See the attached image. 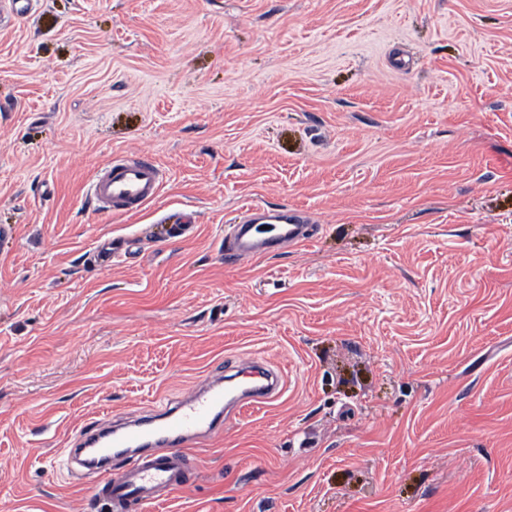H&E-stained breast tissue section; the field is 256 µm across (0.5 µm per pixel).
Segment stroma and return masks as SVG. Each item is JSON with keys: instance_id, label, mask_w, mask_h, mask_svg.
<instances>
[{"instance_id": "stroma-1", "label": "stroma", "mask_w": 512, "mask_h": 512, "mask_svg": "<svg viewBox=\"0 0 512 512\" xmlns=\"http://www.w3.org/2000/svg\"><path fill=\"white\" fill-rule=\"evenodd\" d=\"M129 151L160 194L98 214ZM282 205L313 238L225 264ZM1 225L0 512H112L63 464L80 430L253 354L281 397L143 512H512V0H31Z\"/></svg>"}]
</instances>
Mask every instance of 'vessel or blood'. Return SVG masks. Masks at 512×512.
I'll return each mask as SVG.
<instances>
[{
    "label": "vessel or blood",
    "instance_id": "obj_1",
    "mask_svg": "<svg viewBox=\"0 0 512 512\" xmlns=\"http://www.w3.org/2000/svg\"><path fill=\"white\" fill-rule=\"evenodd\" d=\"M161 188L157 166L146 154L115 156L96 174L90 194L100 213H131L153 201ZM307 216L292 207L263 211L247 208L243 219L224 237V260L236 263L275 251L286 244L308 241ZM249 377L241 392L228 390L222 379L210 377L193 387L177 406L161 403L150 423L136 420L97 433L83 430L73 454L92 470L95 498L110 502L113 512H129L132 505H150L184 488L188 482L185 447L197 438L216 434V420L240 398L265 403L278 395L282 378L264 362L240 361ZM121 468H113L114 459Z\"/></svg>",
    "mask_w": 512,
    "mask_h": 512
}]
</instances>
